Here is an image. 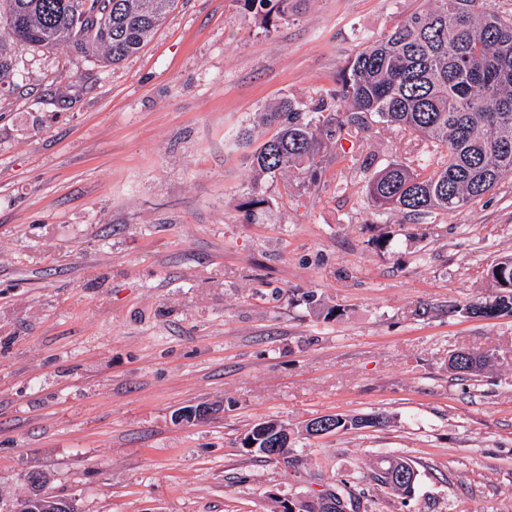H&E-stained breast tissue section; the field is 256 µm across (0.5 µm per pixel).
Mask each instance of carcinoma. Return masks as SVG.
Listing matches in <instances>:
<instances>
[{
  "label": "carcinoma",
  "mask_w": 512,
  "mask_h": 512,
  "mask_svg": "<svg viewBox=\"0 0 512 512\" xmlns=\"http://www.w3.org/2000/svg\"><path fill=\"white\" fill-rule=\"evenodd\" d=\"M301 0H243L267 34L295 15ZM175 0H0V83L13 75V57L23 47L52 51L68 47L117 64L138 52L165 20ZM336 99L346 108L330 118L302 112L285 99L262 113L277 132L246 155L255 182L246 207L265 203L259 181L288 173L313 183L328 142H355L372 124L410 132L428 144L411 166L391 162L367 184L379 213L426 216L463 210L512 176V13L491 0H427V6L387 34L364 42L337 81ZM508 274L511 287L492 283V309L512 313V256L495 261L487 275ZM392 459L372 479L402 494L409 487L389 481ZM31 485L29 496L11 503L34 512L33 499L69 504ZM331 506L305 502L298 512H347L360 508L353 492L329 490Z\"/></svg>",
  "instance_id": "obj_1"
}]
</instances>
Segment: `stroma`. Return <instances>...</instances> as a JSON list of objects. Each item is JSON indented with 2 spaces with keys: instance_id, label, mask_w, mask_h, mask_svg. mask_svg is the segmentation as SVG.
<instances>
[{
  "instance_id": "35a3bbf8",
  "label": "stroma",
  "mask_w": 512,
  "mask_h": 512,
  "mask_svg": "<svg viewBox=\"0 0 512 512\" xmlns=\"http://www.w3.org/2000/svg\"><path fill=\"white\" fill-rule=\"evenodd\" d=\"M425 0H304L265 34L241 0H178L118 64L18 50L0 85V498L78 512H281L338 482L366 512H512V315L478 317L512 256V178L453 214L375 215L373 173L420 139L374 125L313 187L263 179L240 129L330 94L359 36ZM489 353L469 377L457 351ZM325 414L380 416L322 437ZM273 418L288 452L240 441ZM387 456L412 495L372 481ZM38 475L40 477L39 484L31 485L29 496L27 495L23 499H17L15 502L10 503L13 510H19V511H11V512H62V511H66V510H61V509H58V510L46 509V510L34 511V510H32V507L34 506L33 499L35 497H42L44 499V501H46V502L56 501V502H59V503L65 504V505H67L69 503H73L72 501H69L67 499L59 498L57 496H50L48 494L43 493L42 489L44 487L45 481L43 480V477L40 474H38Z\"/></svg>"
}]
</instances>
